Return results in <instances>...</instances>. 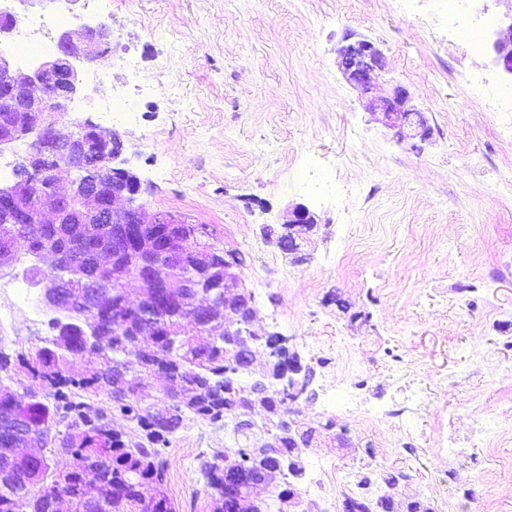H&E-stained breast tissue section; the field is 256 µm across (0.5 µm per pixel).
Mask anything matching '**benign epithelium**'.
<instances>
[{
  "instance_id": "7a95c632",
  "label": "benign epithelium",
  "mask_w": 512,
  "mask_h": 512,
  "mask_svg": "<svg viewBox=\"0 0 512 512\" xmlns=\"http://www.w3.org/2000/svg\"><path fill=\"white\" fill-rule=\"evenodd\" d=\"M107 38L108 31L102 25L85 26L77 32L65 31L58 37L56 51L30 72L14 69L6 55L0 53V97L12 102L13 111L29 117L0 135V154L22 143L28 146L15 163V180L0 186V211L9 213L13 223L42 224L48 213L55 224L66 219L72 224L178 223L171 216L152 215L138 203L145 188L140 177L121 159L124 142L116 131L103 129L86 119L80 127L90 137L73 138L66 148L60 147L63 131L59 117L80 85L75 62L95 60L102 54L101 46ZM493 48L496 63L512 75V21L494 41ZM340 56V68L347 82L365 94L373 92V75L384 69L381 51L364 40L346 45ZM408 100L407 90L397 85L389 95L371 99V106L380 111L384 124L394 130L397 141L416 137L426 141L431 128L422 112L408 106ZM63 168L76 174L69 190L56 189L42 206L34 207L24 188L34 177L58 186ZM316 225L315 216L307 207H295L292 218L282 225L278 247L302 260L296 241L312 232ZM93 257L97 260L93 271L75 268V278L71 280L47 272L42 275L37 284L44 285L43 302L47 307L72 313L78 310V305L64 300V291L76 283L94 289L95 297L106 288L120 287L121 250L116 248L109 253L95 249ZM213 311L224 313V336L229 338L241 334V316H246L249 323L255 318L251 291L243 282L241 266L229 250L224 255V297L208 299L196 309L195 316H207ZM300 371L299 360L288 362V368L278 379L281 388L304 392L307 383L301 384L295 378Z\"/></svg>"
}]
</instances>
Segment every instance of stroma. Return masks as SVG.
Listing matches in <instances>:
<instances>
[{
  "label": "stroma",
  "instance_id": "1",
  "mask_svg": "<svg viewBox=\"0 0 512 512\" xmlns=\"http://www.w3.org/2000/svg\"><path fill=\"white\" fill-rule=\"evenodd\" d=\"M472 24H487L473 52L448 23V0H112V36L79 71L71 120H99L94 104L132 90L118 58H135L147 94L137 125L111 123L124 156L147 186L149 212L214 224L226 247L244 252L255 295L256 335L287 337L303 367L313 346L344 373L383 387L386 349L448 387L420 413L426 431L446 416L459 434L477 420L503 433L498 465L441 456L429 442L401 498L435 512H512V109L471 80L512 89L493 42L512 0H462ZM372 41L385 57L377 94L399 84L432 128L427 141L397 142L339 71V50ZM328 172L334 191L314 203L294 171ZM319 222L291 263L264 237L295 205ZM54 313L16 306L0 347L44 346ZM297 421L312 451L352 463L365 442L390 447L387 427L343 419L345 446L322 427L318 403L299 397ZM234 440L223 422H185L164 450L166 488L177 512H210L202 464ZM455 471L471 500L449 498L439 479Z\"/></svg>",
  "mask_w": 512,
  "mask_h": 512
}]
</instances>
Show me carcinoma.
Wrapping results in <instances>:
<instances>
[{"mask_svg":"<svg viewBox=\"0 0 512 512\" xmlns=\"http://www.w3.org/2000/svg\"><path fill=\"white\" fill-rule=\"evenodd\" d=\"M77 224H12L0 212V241L10 243L4 259L39 257L49 242L80 237ZM120 226H92L90 247L112 250V237ZM174 233L182 241L197 240L193 251L168 252L155 245L151 265L163 274L173 295L159 303H132L117 288L86 311L56 318L57 335L34 352L10 354L0 349V370L23 369L40 397L20 401L9 388H0V458L14 455L23 436L14 430L23 418L30 433L56 448H74L66 470L52 467L47 456L19 461L13 474L0 478V512H55V500L68 501L73 512H83L87 497L96 500L92 512H176L165 490L162 449L189 417L219 421L243 414L252 406L243 402L248 386L226 382V369L236 363L240 374H271L279 368L267 362L257 371L256 346L249 338L232 344L224 341V316L205 321L195 308L224 293V249L208 242L216 238L214 224H181ZM125 310L128 335H116L120 322L112 308ZM84 362L81 373L69 370L71 359ZM161 377L167 385L153 406H144L142 380ZM120 417L139 431L132 439L109 428ZM288 442L276 441L274 423L254 427L235 439V446L216 453L202 465L210 489L211 512H250L252 481L264 478L280 502L296 491L281 487L284 468L295 464L282 454ZM98 456L109 467L91 475L85 461ZM236 485V494L224 492Z\"/></svg>","mask_w":512,"mask_h":512,"instance_id":"carcinoma-1","label":"carcinoma"}]
</instances>
